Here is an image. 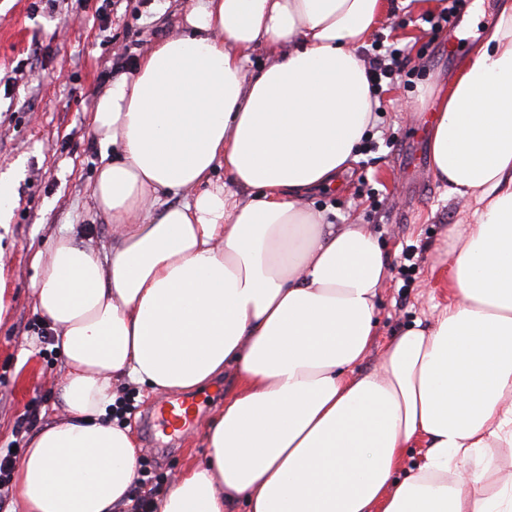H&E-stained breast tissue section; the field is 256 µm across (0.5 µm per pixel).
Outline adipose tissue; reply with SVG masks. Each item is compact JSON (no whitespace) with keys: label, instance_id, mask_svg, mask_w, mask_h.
<instances>
[{"label":"adipose tissue","instance_id":"1","mask_svg":"<svg viewBox=\"0 0 512 512\" xmlns=\"http://www.w3.org/2000/svg\"><path fill=\"white\" fill-rule=\"evenodd\" d=\"M389 8L195 0L99 96L92 196L118 235L98 253L63 233L34 258L65 362L11 512H116L139 448L107 416L118 385L229 370L206 459L156 512H512V460L491 454L512 449V0L433 114V169L473 207L450 231L452 298L373 372L389 259L366 225L303 203L358 158L378 101L357 50Z\"/></svg>","mask_w":512,"mask_h":512}]
</instances>
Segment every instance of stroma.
Wrapping results in <instances>:
<instances>
[{
    "label": "stroma",
    "mask_w": 512,
    "mask_h": 512,
    "mask_svg": "<svg viewBox=\"0 0 512 512\" xmlns=\"http://www.w3.org/2000/svg\"><path fill=\"white\" fill-rule=\"evenodd\" d=\"M193 0H0V173L22 163L9 223H0V266L9 275L10 311L0 320V448L25 450L33 433L51 420L56 382L64 357L48 337L49 323L35 306L31 289L34 252L49 248L63 231L97 250L111 244L114 227L101 216L91 188L101 163L93 128L99 94L112 78L130 70L155 39L178 34V20ZM500 0H482L484 19L470 25L461 43L432 34L425 7L393 0L370 42L358 50L368 58L373 40L406 49L410 73L382 86L383 112L358 162L334 187L312 193L307 204L330 223L364 224L377 234L390 257L379 290L375 344L360 365L377 368L384 344L414 322L430 323L447 306L448 255L443 242L452 225L468 220L471 206L448 195L432 166L411 175L414 155L429 154L430 129L420 118L438 104L485 38ZM112 72H105L106 62ZM414 249L415 266L402 270V254ZM233 388L222 374L197 389L206 398L198 422L180 437L154 422L158 395L123 384L115 416L131 427L141 453L137 475L152 496L169 491L182 472L204 460L205 432ZM26 433L16 428L23 418Z\"/></svg>",
    "instance_id": "1"
}]
</instances>
